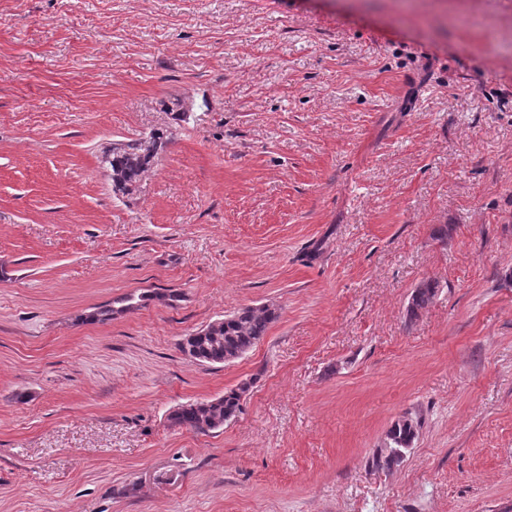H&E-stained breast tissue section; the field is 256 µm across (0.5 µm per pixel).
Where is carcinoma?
I'll list each match as a JSON object with an SVG mask.
<instances>
[{
  "label": "carcinoma",
  "instance_id": "cac0c4a2",
  "mask_svg": "<svg viewBox=\"0 0 512 512\" xmlns=\"http://www.w3.org/2000/svg\"><path fill=\"white\" fill-rule=\"evenodd\" d=\"M165 142V133L153 130L137 139L112 143V147L102 155V163L109 171L112 191L123 196L133 194L141 175L156 162ZM435 296L436 288L431 283L416 288L409 303L410 316H418ZM276 318L275 309L268 305L241 308L225 316L224 321L211 325L206 334L184 337L181 350L201 363L234 362L264 339L269 325ZM247 389L248 385L242 384L226 390L222 396L182 406L174 411L170 420L177 426L202 433L222 429L240 411L241 399ZM420 428L421 419L416 415L408 414L396 421L387 431L384 446L373 452L371 469L393 468L395 451L408 453Z\"/></svg>",
  "mask_w": 512,
  "mask_h": 512
}]
</instances>
